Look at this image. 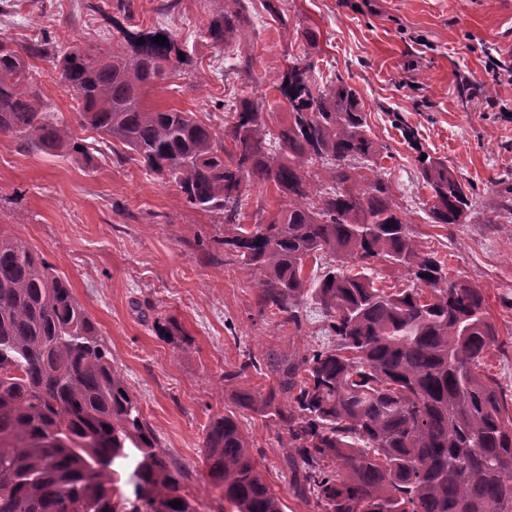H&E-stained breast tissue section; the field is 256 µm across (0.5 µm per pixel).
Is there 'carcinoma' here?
<instances>
[{"instance_id":"cac0c4a2","label":"carcinoma","mask_w":512,"mask_h":512,"mask_svg":"<svg viewBox=\"0 0 512 512\" xmlns=\"http://www.w3.org/2000/svg\"><path fill=\"white\" fill-rule=\"evenodd\" d=\"M225 0L203 30L222 49L250 22ZM121 51L80 45L48 51L47 37L14 48L0 36V135L88 166L96 155L33 88L30 60L52 56L79 124L119 140L124 158L174 180L193 207L224 214V252L260 273L258 304L299 331L309 301L336 344L251 353L267 391L236 405L278 421L295 498L320 512H512V416L507 395L477 373L498 346L481 289L448 281L423 249L382 178L381 147L357 91L321 85L308 51L272 88L288 121L264 131L266 98L239 99L229 130L193 113L151 108L148 88L189 64L164 28L119 29ZM161 35L166 44L153 42ZM319 162L322 174L311 169ZM433 224H458L472 187L425 157ZM272 183L278 214L241 223L243 194ZM378 259L406 266L418 286L387 294L369 274ZM203 463L231 512H283L234 412L211 419ZM182 506L174 508L171 502ZM0 512H195L181 471L128 393L94 322L66 277L16 236L0 234Z\"/></svg>"}]
</instances>
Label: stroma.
<instances>
[{"label":"stroma","instance_id":"obj_1","mask_svg":"<svg viewBox=\"0 0 512 512\" xmlns=\"http://www.w3.org/2000/svg\"><path fill=\"white\" fill-rule=\"evenodd\" d=\"M9 2L0 35L17 44L45 31L55 48L109 51L119 44L118 26L176 33L191 64L154 86L145 102L194 113L219 131L226 106L252 89L267 97L266 130L287 120L288 105L270 80L299 54L302 30L314 29V77L357 89L384 148L382 175L417 240L449 279L482 289L500 341L484 372L512 390V82L496 69L512 62V0H285V24L256 17L221 51L199 31L224 0ZM236 54L252 57L251 82L229 69ZM33 83L50 109L76 123L49 61H36ZM77 134L97 149L95 167L0 135V231L17 234L67 278L161 447L185 470L182 489L197 512H224L202 453L210 418L231 410L284 512H319L291 492L285 432L234 407L233 391L266 389L269 378L251 371L228 384L223 376L252 351L333 344L324 314L308 306L297 332L260 312L255 274L224 253L222 214L191 207L171 178L119 162L96 132ZM424 155L472 185L462 223H430V191L419 174ZM168 323L177 335H158L157 326Z\"/></svg>","mask_w":512,"mask_h":512}]
</instances>
